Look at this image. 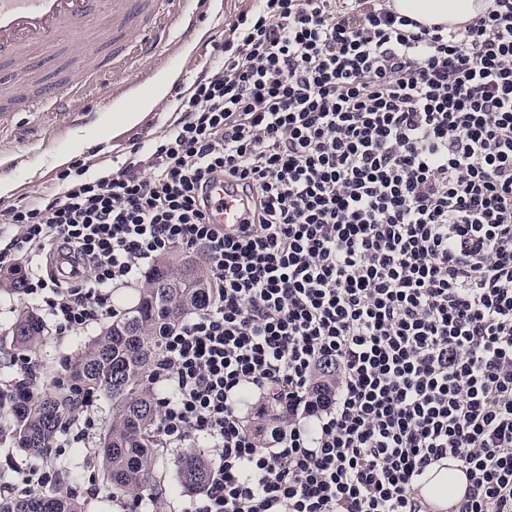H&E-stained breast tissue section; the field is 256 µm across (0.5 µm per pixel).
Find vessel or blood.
<instances>
[{"label": "vessel or blood", "mask_w": 512, "mask_h": 512, "mask_svg": "<svg viewBox=\"0 0 512 512\" xmlns=\"http://www.w3.org/2000/svg\"><path fill=\"white\" fill-rule=\"evenodd\" d=\"M183 0H0V62L32 71L37 58L69 44L71 54L87 58L78 74L64 85L30 91L19 84L15 99L27 106L50 104L57 112L80 111V92L113 81V98L128 96L145 84L143 61L165 46L172 26L190 33V44L201 50L207 36L198 26L213 0H195L196 10L183 12ZM212 224H243L248 215L223 183L211 184Z\"/></svg>", "instance_id": "1"}]
</instances>
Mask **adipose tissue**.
I'll list each match as a JSON object with an SVG mask.
<instances>
[{
	"instance_id": "obj_1",
	"label": "adipose tissue",
	"mask_w": 512,
	"mask_h": 512,
	"mask_svg": "<svg viewBox=\"0 0 512 512\" xmlns=\"http://www.w3.org/2000/svg\"><path fill=\"white\" fill-rule=\"evenodd\" d=\"M399 15L422 25H459L480 16L486 0H389ZM415 486L431 512H458L468 490V480L454 459L441 460L426 467Z\"/></svg>"
}]
</instances>
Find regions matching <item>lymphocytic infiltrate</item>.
<instances>
[{
    "mask_svg": "<svg viewBox=\"0 0 512 512\" xmlns=\"http://www.w3.org/2000/svg\"><path fill=\"white\" fill-rule=\"evenodd\" d=\"M258 2L147 159L0 213V268L23 261L70 336L159 256L200 255L214 295L147 382L158 447L203 434L218 460L188 502L123 512H424L414 479L447 458L460 512H512V0L453 28ZM217 180L248 223L207 222ZM61 248L83 286L38 267ZM270 409L263 444L246 416Z\"/></svg>",
    "mask_w": 512,
    "mask_h": 512,
    "instance_id": "f902f5d3",
    "label": "lymphocytic infiltrate"
}]
</instances>
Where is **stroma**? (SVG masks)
<instances>
[{"label":"stroma","mask_w":512,"mask_h":512,"mask_svg":"<svg viewBox=\"0 0 512 512\" xmlns=\"http://www.w3.org/2000/svg\"><path fill=\"white\" fill-rule=\"evenodd\" d=\"M255 8L254 0H225L201 22L203 32L212 43L211 48L199 55L189 47L172 58L160 55L152 82L154 87H166L167 92L156 105L142 109L136 122L117 120L119 108L106 89L88 95L84 100L85 112L76 115L18 113L14 127L0 134V180L12 181L15 185L14 192L0 196V210L61 192L63 185L59 175L62 168L56 165V158L83 164L91 179L109 175L123 166L131 157L133 144L148 145L150 139L163 134L177 119L179 98L188 93L202 66L223 64L224 59L215 52V45L228 37L241 12ZM175 72L182 77V84L176 89L170 85L171 75ZM10 276V270L0 271V364L10 363L14 355L7 342L10 325L21 311L32 307L23 293L10 290ZM77 352L75 337L55 335L32 350V357L39 363L37 376L41 388H48L51 378L63 373ZM109 415L106 400L97 401L93 429L78 439L70 434L61 436L54 456L71 457L76 463L83 464L86 456L97 448ZM106 487L102 466L85 467L83 478L73 485L72 493L84 502L86 512H119L117 501H106Z\"/></svg>","instance_id":"obj_1"}]
</instances>
